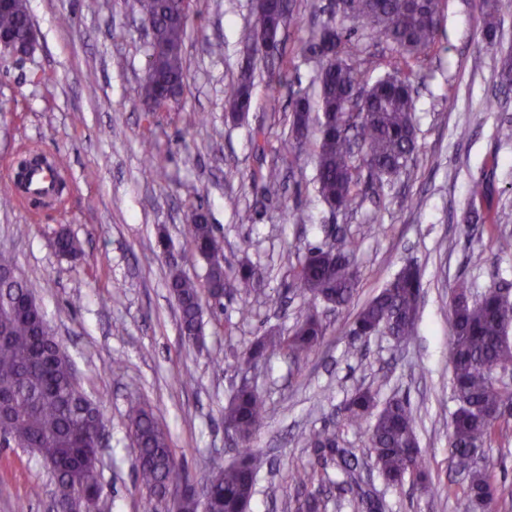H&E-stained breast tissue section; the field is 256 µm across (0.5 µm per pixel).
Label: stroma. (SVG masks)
Wrapping results in <instances>:
<instances>
[{
  "mask_svg": "<svg viewBox=\"0 0 512 512\" xmlns=\"http://www.w3.org/2000/svg\"><path fill=\"white\" fill-rule=\"evenodd\" d=\"M27 0L39 39L32 55L0 65V185L23 147L55 156L71 186L63 205L0 207V254L35 283L36 298L75 366L80 385L107 418L98 479L104 512H144L145 492L134 467L126 412L151 411L192 480L231 465L237 450L224 430V407L242 381L263 396L268 413L251 447L267 459L250 512H290L298 488L294 468L314 459L310 430L338 429L342 447L369 458L364 429L341 426V409L356 390L378 403L409 398L432 477L430 486L388 484L365 470L382 512H478L459 489L449 455L448 416L456 406L450 383L449 336L454 290L466 281L480 295L500 279L512 282V140L499 126L512 121V90L499 88L500 60L512 51V0H495L503 34L484 39L479 0H441L442 22L429 56L413 65L418 155L383 186L362 182L353 210L330 213L317 198L314 153L321 112L290 155L279 195L263 197L256 176L278 159L290 127L288 96L316 94L319 65L303 43L329 17L331 0H290L281 33L285 53L258 62L246 119L229 117L224 90L247 63L253 0H194L183 46L186 85L168 109L144 112L138 96L148 37L137 0ZM224 46L210 54V44ZM369 80L394 73L395 53L378 36L358 32L344 48ZM286 73L287 86L270 84ZM202 122H195V115ZM269 148L258 149L256 129ZM154 144L147 160L142 141ZM485 179L500 224L469 227V186ZM204 208L224 251V264L250 262L254 291L227 280L219 306L203 313V342L184 338L167 281L172 267L204 283L203 259L187 260L188 216ZM300 209L303 222L289 219ZM252 211L241 223L240 214ZM67 229L82 245L60 257L53 241ZM169 245L160 247L159 234ZM345 235L356 246L358 304L375 295L407 262L422 273L415 335L404 344L385 336H350L355 311L311 302L292 287V269L307 249ZM315 311L327 326L323 343L298 364L274 356L249 372L238 360L258 337L291 333ZM121 372H114V365ZM484 457L494 467L493 512H512V426L496 435ZM53 483L41 458L0 447V512H52Z\"/></svg>",
  "mask_w": 512,
  "mask_h": 512,
  "instance_id": "35a3bbf8",
  "label": "stroma"
}]
</instances>
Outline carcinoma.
Segmentation results:
<instances>
[{"label": "carcinoma", "instance_id": "obj_1", "mask_svg": "<svg viewBox=\"0 0 512 512\" xmlns=\"http://www.w3.org/2000/svg\"><path fill=\"white\" fill-rule=\"evenodd\" d=\"M142 15L151 23V43L166 48L152 60L154 76L175 84L186 77L183 46L192 13L188 0H138ZM288 15V4L280 0L255 9L254 33L264 35L268 56L280 54L278 35ZM349 20L353 27L344 25ZM26 0L15 8L0 11V30L22 35L31 25ZM441 25L439 0H423L412 9L407 0H344L341 20H329L305 43L303 52L324 62L318 76L316 99L306 94L292 97L289 139L278 153L286 159L290 148L302 144L309 135L310 112H323L315 150L318 197L331 211H346L360 195V178L353 144L362 150V161L370 177L381 181L407 170L418 148L415 128V87L413 74L389 75L362 88L365 82L360 65L346 57L343 45L359 31L381 36L402 59L418 60L433 48ZM253 74L245 67L237 81L225 91L229 114L248 112L252 105ZM281 171L270 168L261 175L267 195L282 187ZM489 188L475 180L470 201L486 203L471 207L464 224H500L503 215L487 204ZM25 201L15 181L0 187V205ZM186 235L193 254L207 262L206 284L213 297L224 290V260L214 251L217 244L208 214L192 212ZM235 281L245 292L255 287L256 273L248 265L239 268ZM294 288L313 301H323L337 309L348 306L357 291L355 248L345 238L331 246L308 248L292 271ZM167 286L178 310L181 333L192 340L202 327L203 296L200 286L174 268ZM452 306L449 337L451 381L456 409L451 415L449 448L453 461H472L463 473L462 491L472 502L487 505L494 498V475L483 462L484 451L501 424L512 416L505 408L512 402V389L498 384L494 375L512 368V296L505 292L508 281L489 287L473 301L464 288ZM419 271L406 267L357 312L351 333L360 338L379 332L407 341L414 335L422 295ZM34 284L16 276L0 281V412L4 415L0 433L20 448L35 452L54 479L55 499L65 507L74 496L82 500V512H102L104 490L92 469L97 453L96 425H105L102 410L92 404L82 388L73 382L71 359L56 336L38 334L40 311L27 304ZM326 326L314 313L297 322L290 336H263L243 352L239 364L244 370L261 359L282 355L292 362L307 356L323 342ZM267 408L253 389H239L224 407V429L244 447L262 425ZM417 412L406 397H395L378 405L368 389L355 391L344 403L340 423L366 427L373 462L368 463L339 446L336 431L313 429L305 437L313 449L317 466L292 471L295 485L323 487L330 480L327 467L333 466L343 484L355 494V507L363 512L374 508L369 492L360 484V473L372 466L385 480L402 485L419 480L425 460L419 448ZM128 427L138 454L135 469L146 490L145 512H159V504L173 480H185L167 435L153 414L134 405L127 415ZM266 459L247 452L235 464L214 470L207 482L211 488V512H241L255 491L258 473ZM295 512H324L325 500L309 493L295 500Z\"/></svg>", "mask_w": 512, "mask_h": 512}]
</instances>
